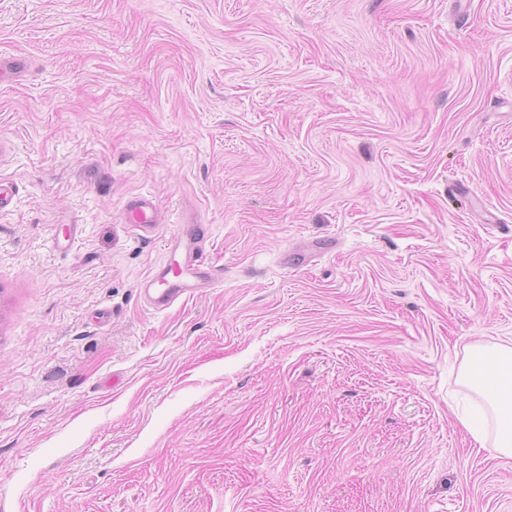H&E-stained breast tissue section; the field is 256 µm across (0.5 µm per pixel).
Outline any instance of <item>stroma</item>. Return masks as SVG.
Returning a JSON list of instances; mask_svg holds the SVG:
<instances>
[{"mask_svg":"<svg viewBox=\"0 0 512 512\" xmlns=\"http://www.w3.org/2000/svg\"><path fill=\"white\" fill-rule=\"evenodd\" d=\"M0 60V512H512L462 377L512 346V0H0ZM183 221L224 279L151 310ZM126 224L134 231H142L162 224V214L156 202L148 196L131 200L126 209Z\"/></svg>","mask_w":512,"mask_h":512,"instance_id":"obj_1","label":"stroma"}]
</instances>
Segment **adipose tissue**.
<instances>
[{"instance_id":"ef3b65f1","label":"adipose tissue","mask_w":512,"mask_h":512,"mask_svg":"<svg viewBox=\"0 0 512 512\" xmlns=\"http://www.w3.org/2000/svg\"><path fill=\"white\" fill-rule=\"evenodd\" d=\"M467 382L497 415V446L512 456V348L473 349L463 369Z\"/></svg>"}]
</instances>
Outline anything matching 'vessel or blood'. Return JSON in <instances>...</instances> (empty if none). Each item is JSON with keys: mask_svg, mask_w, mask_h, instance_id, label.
<instances>
[{"mask_svg": "<svg viewBox=\"0 0 512 512\" xmlns=\"http://www.w3.org/2000/svg\"><path fill=\"white\" fill-rule=\"evenodd\" d=\"M126 214L128 224L136 231L155 227L162 221L158 205L147 196L131 200ZM206 234V228L199 224L170 233L165 260L140 285V297L145 305L165 310L193 297L200 289L213 287L223 280V268L203 259Z\"/></svg>", "mask_w": 512, "mask_h": 512, "instance_id": "1", "label": "vessel or blood"}]
</instances>
